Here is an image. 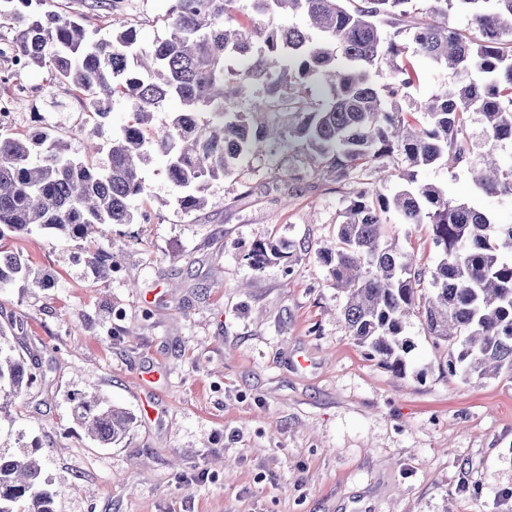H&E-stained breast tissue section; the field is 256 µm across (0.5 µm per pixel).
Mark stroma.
Segmentation results:
<instances>
[{
	"label": "stroma",
	"mask_w": 512,
	"mask_h": 512,
	"mask_svg": "<svg viewBox=\"0 0 512 512\" xmlns=\"http://www.w3.org/2000/svg\"><path fill=\"white\" fill-rule=\"evenodd\" d=\"M90 2L42 8L81 16L97 39L124 24L146 44L166 33V0ZM414 65L405 108L457 80ZM0 97L12 104L0 132L49 128L101 167L129 119L118 99L97 125L45 69L0 83ZM144 178L140 223L100 224L87 240L0 236V251L31 269L0 284V328L45 375L0 414V455L38 459L55 512H512V377L449 375L456 345L435 343L416 317L398 376L344 323L317 252L360 180L311 173L299 145L280 146L212 182L205 209L188 215L163 158ZM383 233L436 264L427 225ZM268 240L304 253L250 270L245 255ZM95 252L111 269L92 264ZM80 394L133 415L120 444L101 447L74 422Z\"/></svg>",
	"instance_id": "obj_1"
}]
</instances>
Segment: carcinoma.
<instances>
[{"mask_svg": "<svg viewBox=\"0 0 512 512\" xmlns=\"http://www.w3.org/2000/svg\"><path fill=\"white\" fill-rule=\"evenodd\" d=\"M0 22L16 29L17 68L47 67L85 96L88 111L110 117L116 98L131 120L112 138L107 165L74 159L47 130L0 134V227L17 235L87 238L98 224H133V202L145 193L152 150L166 157L177 202L187 213L206 204L209 182L229 175L270 137L300 143L315 168L336 181L373 173L396 177L392 195L357 190L319 252L333 285L346 295L351 336L384 369L406 371V321L421 319L437 341L459 343L448 374L512 375V224H498L475 204L448 199L420 171L465 170L480 194L512 196V166L495 150L512 146V0H171L167 34L141 44L134 26L94 40L72 15L40 14L43 0H3ZM469 16L466 29L448 24V8ZM301 15L300 27L278 22ZM413 54L460 81L415 110L403 108L418 79ZM386 71L377 88L372 73ZM319 81L323 97L311 92ZM259 89L248 110L241 99ZM176 98L181 109L160 130L155 113ZM481 115L490 146L470 164L467 115ZM207 118H202V115ZM427 224L438 253L421 268L382 226ZM298 256L292 243L257 242L246 260L253 271ZM16 255H0V283L26 273ZM36 372L0 346V412L30 388ZM72 414L103 446L119 443L133 423L128 411L94 396L74 401ZM55 492L38 461L0 456V512H55Z\"/></svg>", "mask_w": 512, "mask_h": 512, "instance_id": "obj_1", "label": "carcinoma"}]
</instances>
